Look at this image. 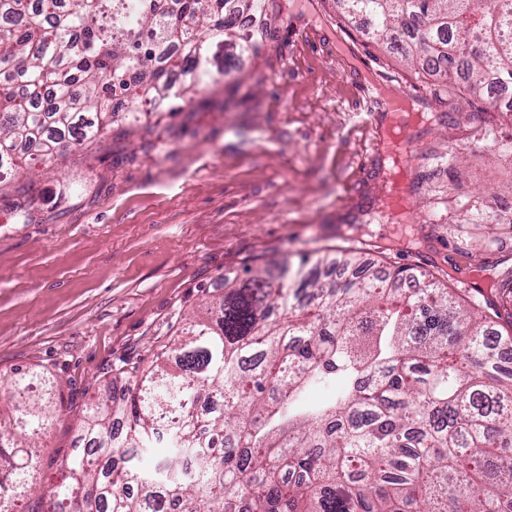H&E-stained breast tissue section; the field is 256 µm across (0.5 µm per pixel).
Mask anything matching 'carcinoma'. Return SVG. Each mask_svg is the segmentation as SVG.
Masks as SVG:
<instances>
[{
    "instance_id": "obj_1",
    "label": "carcinoma",
    "mask_w": 512,
    "mask_h": 512,
    "mask_svg": "<svg viewBox=\"0 0 512 512\" xmlns=\"http://www.w3.org/2000/svg\"><path fill=\"white\" fill-rule=\"evenodd\" d=\"M0 0V187L26 161L82 148L118 109L179 110L217 83L212 47L258 49L244 13L274 0ZM375 39L400 37L410 60L469 87L494 76L512 88V0H344ZM182 74L174 88L170 68ZM356 249L334 264L358 268ZM318 263L246 264L224 279L206 315L148 370L112 369L122 394L86 407L92 447L74 450L40 512H512V378L496 361L512 339L498 312L463 307L433 274L413 288L405 268L326 284ZM26 374L0 412V512L30 491L34 436L57 403ZM167 423V456L141 454ZM139 485L144 495L125 486Z\"/></svg>"
}]
</instances>
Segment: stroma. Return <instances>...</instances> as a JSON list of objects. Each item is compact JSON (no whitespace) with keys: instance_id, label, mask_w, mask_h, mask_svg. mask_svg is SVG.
<instances>
[{"instance_id":"obj_1","label":"stroma","mask_w":512,"mask_h":512,"mask_svg":"<svg viewBox=\"0 0 512 512\" xmlns=\"http://www.w3.org/2000/svg\"><path fill=\"white\" fill-rule=\"evenodd\" d=\"M281 2L258 16L264 46L235 57L225 90L33 159L19 181L34 206L0 192V379L38 371L59 394L37 441L43 494L111 368L148 367L248 260L362 240L364 265L447 278L512 330V160L493 147L512 143V112L368 41L341 0ZM395 95L419 146L400 221L384 207L395 164L380 146Z\"/></svg>"}]
</instances>
